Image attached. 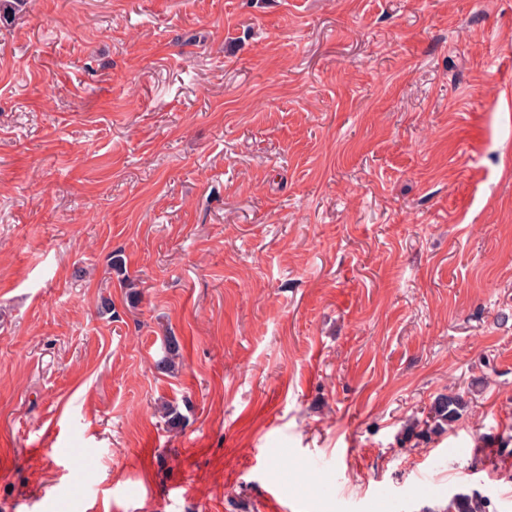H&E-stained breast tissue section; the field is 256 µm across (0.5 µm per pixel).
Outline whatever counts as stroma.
Instances as JSON below:
<instances>
[{
	"mask_svg": "<svg viewBox=\"0 0 512 512\" xmlns=\"http://www.w3.org/2000/svg\"><path fill=\"white\" fill-rule=\"evenodd\" d=\"M507 85L512 0L0 18V512H512ZM464 401L459 394L438 396L430 410V421L426 422L427 429L417 436L428 437V434L444 429V426L456 422L462 415ZM493 509L491 498L475 490L459 492L452 495L448 501V512H490Z\"/></svg>",
	"mask_w": 512,
	"mask_h": 512,
	"instance_id": "1",
	"label": "stroma"
}]
</instances>
